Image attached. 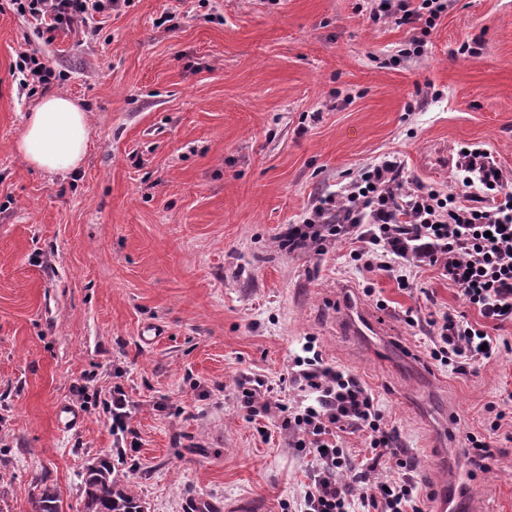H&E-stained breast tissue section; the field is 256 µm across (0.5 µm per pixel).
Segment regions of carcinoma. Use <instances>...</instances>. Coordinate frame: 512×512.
I'll return each mask as SVG.
<instances>
[{
	"instance_id": "cac0c4a2",
	"label": "carcinoma",
	"mask_w": 512,
	"mask_h": 512,
	"mask_svg": "<svg viewBox=\"0 0 512 512\" xmlns=\"http://www.w3.org/2000/svg\"><path fill=\"white\" fill-rule=\"evenodd\" d=\"M82 512H146V507L116 465L102 460L87 467L81 487ZM31 512H61L56 486L41 483L31 499Z\"/></svg>"
}]
</instances>
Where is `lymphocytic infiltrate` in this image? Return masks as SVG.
<instances>
[{"label":"lymphocytic infiltrate","mask_w":512,"mask_h":512,"mask_svg":"<svg viewBox=\"0 0 512 512\" xmlns=\"http://www.w3.org/2000/svg\"><path fill=\"white\" fill-rule=\"evenodd\" d=\"M17 13L44 25L47 32L83 33L98 25L105 12L121 10L129 0H9ZM448 9V0H379L372 20L407 27L410 38L402 58L422 55L418 24L433 26ZM463 187L480 182L487 192L483 205L472 206L460 194L427 186H407L403 167L388 155L370 164L335 196H327L302 224L290 231L305 241L322 234L340 238L358 232L356 259L366 269L388 273L406 286L408 267L428 265L456 286L466 308L433 321L429 355L441 366L464 374L497 356L500 343L492 327L512 321V179L500 172L491 153L470 149L461 166ZM477 319H470V312ZM290 385L302 393L294 404L267 398L264 383L240 384V408L247 416H282L281 428L292 447L313 453L315 466L300 512H423L410 473L414 460L397 444L371 391L353 374L324 362L320 353L295 357ZM499 409L487 437L468 438L472 472H488L494 461L493 441L508 409L512 390L501 393ZM361 433L369 448L361 461L346 452L342 436ZM386 463L401 471L398 480L376 481L372 475Z\"/></svg>","instance_id":"f902f5d3"}]
</instances>
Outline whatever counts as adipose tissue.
<instances>
[{
	"mask_svg": "<svg viewBox=\"0 0 512 512\" xmlns=\"http://www.w3.org/2000/svg\"><path fill=\"white\" fill-rule=\"evenodd\" d=\"M88 138L85 112L69 97L55 95L29 116L16 148L34 168L66 173L79 167Z\"/></svg>",
	"mask_w": 512,
	"mask_h": 512,
	"instance_id": "ef3b65f1",
	"label": "adipose tissue"
}]
</instances>
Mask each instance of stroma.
<instances>
[{
  "label": "stroma",
  "mask_w": 512,
  "mask_h": 512,
  "mask_svg": "<svg viewBox=\"0 0 512 512\" xmlns=\"http://www.w3.org/2000/svg\"><path fill=\"white\" fill-rule=\"evenodd\" d=\"M366 3L133 0L85 34L0 11V512H30L42 480L63 512H82L85 469L118 455L147 512L299 505L315 460L277 418H248L238 383L296 399L282 380L309 337L371 389L421 497L457 478L475 512H512V443L474 477L455 453L512 390V322L495 332L496 358L453 373L429 357V320L465 301L435 268L402 289L353 261L355 240L282 244L389 154L446 192L465 147L512 175V0H448L424 55L396 67L408 32L372 21ZM23 51L64 73L61 94L88 114L74 172L43 173L16 149L41 100L12 75ZM440 147L447 162L425 166ZM350 294L382 335L351 324ZM147 326L162 333L150 346ZM117 387L130 401L122 434L106 409ZM60 401L80 428L57 427Z\"/></svg>",
  "instance_id": "1"
}]
</instances>
